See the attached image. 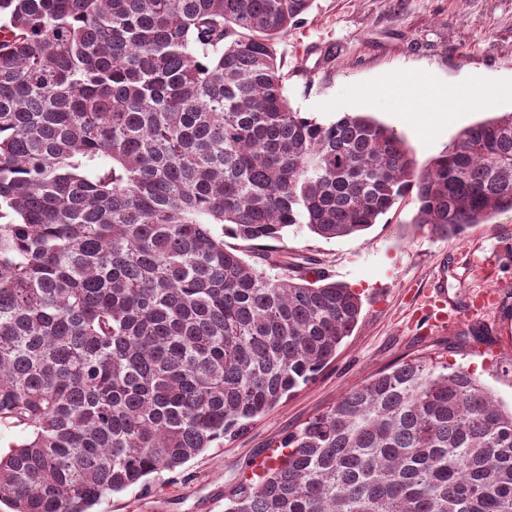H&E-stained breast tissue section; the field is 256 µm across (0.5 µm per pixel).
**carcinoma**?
<instances>
[{"mask_svg": "<svg viewBox=\"0 0 512 512\" xmlns=\"http://www.w3.org/2000/svg\"><path fill=\"white\" fill-rule=\"evenodd\" d=\"M313 2L0 0L11 512H94L315 378L361 300L286 229L353 235L408 194L434 235L512 211L511 112L420 169L366 116L290 106L278 44ZM282 447L225 512H512V410L460 367L381 370Z\"/></svg>", "mask_w": 512, "mask_h": 512, "instance_id": "1", "label": "carcinoma"}]
</instances>
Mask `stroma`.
<instances>
[{"label":"stroma","mask_w":512,"mask_h":512,"mask_svg":"<svg viewBox=\"0 0 512 512\" xmlns=\"http://www.w3.org/2000/svg\"><path fill=\"white\" fill-rule=\"evenodd\" d=\"M284 93L294 110L330 123L360 113L392 129L418 167L445 152L464 129L512 112V95L488 109L458 103L448 124L423 136L398 99L424 109L431 72L465 94L512 87V0H314L278 46ZM407 196L369 229L324 239L307 227L284 234L289 253L319 261L334 281L361 297L358 324L309 383L176 471L150 475L147 486L109 495L96 512H224L242 478L273 463L279 445L343 394L380 370L417 357L462 367L512 408V211L497 213L452 237L418 228ZM447 289L458 316L446 329L427 330L425 297ZM495 303L473 311L475 294ZM482 323L486 343L469 336Z\"/></svg>","instance_id":"35a3bbf8"}]
</instances>
